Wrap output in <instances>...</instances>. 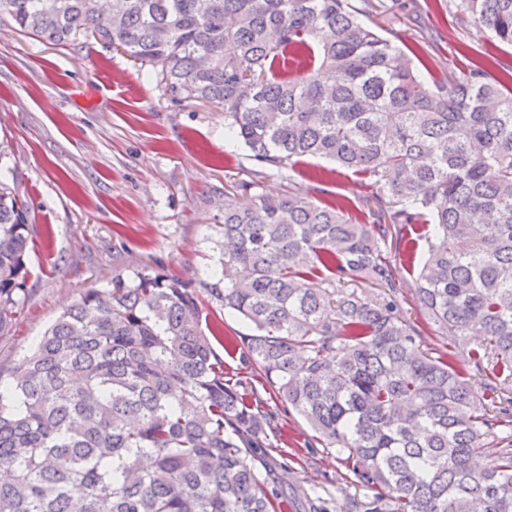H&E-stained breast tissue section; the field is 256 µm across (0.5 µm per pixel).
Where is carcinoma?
Segmentation results:
<instances>
[{
  "label": "carcinoma",
  "mask_w": 512,
  "mask_h": 512,
  "mask_svg": "<svg viewBox=\"0 0 512 512\" xmlns=\"http://www.w3.org/2000/svg\"><path fill=\"white\" fill-rule=\"evenodd\" d=\"M512 47V0H435ZM371 0H0L22 33H86L150 68L169 99L224 107L262 167L336 163L354 203L224 190L220 269L145 264L89 287L0 371V512H331L281 490L278 411L374 491L370 512H512V67L450 80L363 17ZM427 250L408 317L396 246ZM26 208L0 180V332L30 275ZM364 279L370 297L343 284ZM267 409L230 383L223 320ZM458 346L428 347L424 324ZM486 372L478 393L464 366ZM485 455L489 464L478 466ZM214 314L218 317L222 315L224 318V339L220 342L214 340L213 344L217 354L224 358L226 370L229 371V373H243L247 371L242 367L239 351L236 350L233 352V350L228 347L227 339L229 337L238 339V336L251 334L252 331L250 327L242 320L229 315L227 312L223 313V310H214ZM227 368H229V370Z\"/></svg>",
  "instance_id": "1"
}]
</instances>
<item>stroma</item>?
<instances>
[{
  "label": "stroma",
  "instance_id": "1",
  "mask_svg": "<svg viewBox=\"0 0 512 512\" xmlns=\"http://www.w3.org/2000/svg\"><path fill=\"white\" fill-rule=\"evenodd\" d=\"M371 27L399 47L417 44L413 15L440 37L422 44L432 74H460L467 57L492 55L512 65V49L462 31L429 0H386ZM0 140L8 146V183L25 202L34 246L30 277L10 327L0 335V368L26 353L84 289L106 287L116 272L160 261L184 280L219 266L224 192H289L331 202L367 193L351 172L308 158L295 167H258L224 128L222 107L175 105L146 69L91 35L59 46L19 32L0 17ZM279 446L294 458L285 491L303 487L333 497L337 512L371 490L345 477L335 450L306 448L311 429L279 415Z\"/></svg>",
  "mask_w": 512,
  "mask_h": 512
}]
</instances>
